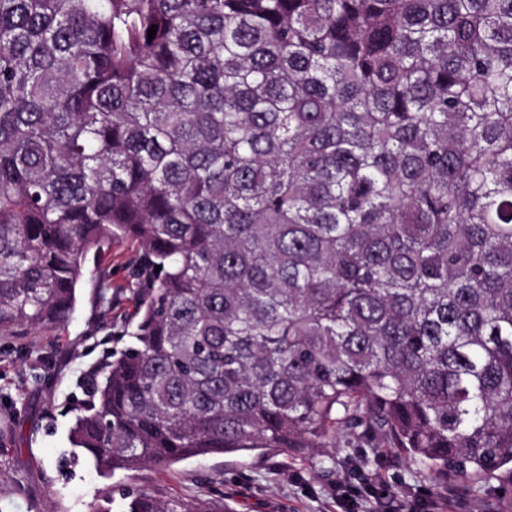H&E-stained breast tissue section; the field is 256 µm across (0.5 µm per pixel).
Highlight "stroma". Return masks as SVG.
I'll use <instances>...</instances> for the list:
<instances>
[{"mask_svg":"<svg viewBox=\"0 0 512 512\" xmlns=\"http://www.w3.org/2000/svg\"><path fill=\"white\" fill-rule=\"evenodd\" d=\"M134 258V245L120 240L102 261L112 275L111 308L103 307L95 280L88 278L65 324L0 335V512H123L132 491L177 510L206 499L231 512H336L329 490L364 478L386 481L385 502L395 508L423 491L444 512H512L510 473L436 478L394 449L362 444L336 449L329 469L275 450L98 474L74 456L70 407L82 398L83 379L103 355L131 343L126 329L137 304L128 285Z\"/></svg>","mask_w":512,"mask_h":512,"instance_id":"stroma-1","label":"stroma"}]
</instances>
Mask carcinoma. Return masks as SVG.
<instances>
[{
    "instance_id": "obj_1",
    "label": "carcinoma",
    "mask_w": 512,
    "mask_h": 512,
    "mask_svg": "<svg viewBox=\"0 0 512 512\" xmlns=\"http://www.w3.org/2000/svg\"><path fill=\"white\" fill-rule=\"evenodd\" d=\"M115 240L132 342L70 429L101 473L512 467V0H0V335Z\"/></svg>"
}]
</instances>
